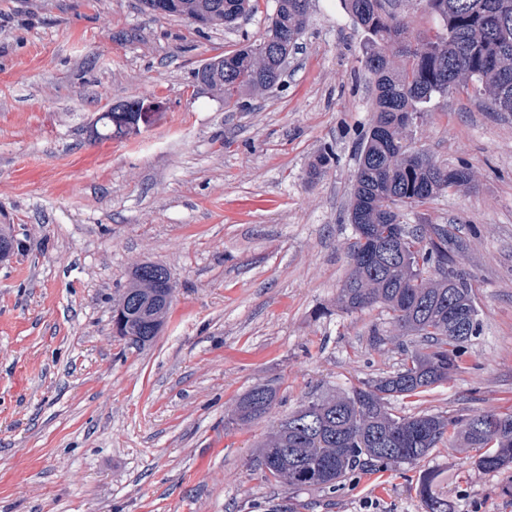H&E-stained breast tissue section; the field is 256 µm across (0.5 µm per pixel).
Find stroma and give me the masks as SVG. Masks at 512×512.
Segmentation results:
<instances>
[{
  "mask_svg": "<svg viewBox=\"0 0 512 512\" xmlns=\"http://www.w3.org/2000/svg\"><path fill=\"white\" fill-rule=\"evenodd\" d=\"M274 7L201 29L139 0H0V225L22 244L0 261V512H424V468L451 512H512V469L482 471L475 449L446 443L333 490L268 482L251 463L284 415L393 372L409 344L380 308L336 305L374 97L343 0H310L281 83L244 107L194 80L262 39ZM131 99L157 103L151 123L95 141L97 115ZM406 138L469 167L467 187L401 213L462 241L481 331L447 382L389 406L512 410V113L461 85ZM143 263L174 291L159 334L135 345L113 335L112 309ZM258 384L276 387L272 410L230 424Z\"/></svg>",
  "mask_w": 512,
  "mask_h": 512,
  "instance_id": "obj_1",
  "label": "stroma"
}]
</instances>
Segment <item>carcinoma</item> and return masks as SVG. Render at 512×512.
Returning <instances> with one entry per match:
<instances>
[{"label":"carcinoma","instance_id":"carcinoma-1","mask_svg":"<svg viewBox=\"0 0 512 512\" xmlns=\"http://www.w3.org/2000/svg\"><path fill=\"white\" fill-rule=\"evenodd\" d=\"M440 20L433 35L414 34L388 0H344L366 36L362 65L374 85L373 120L364 138L354 175L348 221L368 233L356 234L350 254L371 253L376 260L351 271L340 288L338 307L346 313L380 306L391 323L416 339L404 350L398 369L362 381L332 397H311L285 415L260 446L253 465L267 481L290 488L334 489L366 466L415 465L439 444L458 436L479 448L474 460L485 472L512 468V412H482L500 428L481 431L477 415L450 419L439 414L398 416L393 397H415L439 386L458 370L464 344L480 332L475 296L466 272L448 247V230L435 226L395 231L400 207L423 203L443 190L470 183L469 168L448 169L423 153L410 151L405 132L435 97H445L465 82L490 97L500 112H512V0H425ZM145 11L190 19L207 27L231 26L255 9L253 0H141ZM309 0H275L265 33L257 43L212 57L194 72L205 90L235 107L248 94L273 88L281 79V60L297 47L306 25ZM124 101L94 122L98 141L125 135L116 127ZM168 270L153 264L134 267L124 294L137 303L127 314L132 343L152 340L164 325L170 305L152 298L155 282ZM277 398L276 389L258 384L238 401L232 423L246 425L263 417ZM417 493L425 512H451L437 492L436 475L423 471Z\"/></svg>","mask_w":512,"mask_h":512}]
</instances>
